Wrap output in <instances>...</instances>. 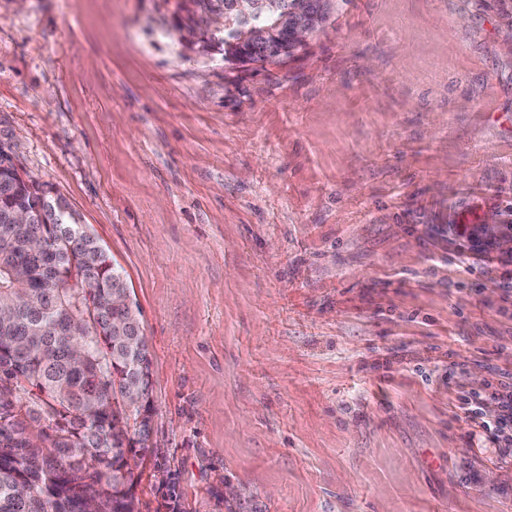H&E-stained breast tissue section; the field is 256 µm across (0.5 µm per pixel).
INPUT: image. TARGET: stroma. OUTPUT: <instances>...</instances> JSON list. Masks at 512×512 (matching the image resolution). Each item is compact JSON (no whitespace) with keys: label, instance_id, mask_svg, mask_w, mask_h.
Here are the masks:
<instances>
[{"label":"stroma","instance_id":"obj_1","mask_svg":"<svg viewBox=\"0 0 512 512\" xmlns=\"http://www.w3.org/2000/svg\"><path fill=\"white\" fill-rule=\"evenodd\" d=\"M500 38L477 0H347L243 67L166 0H0V140L141 314L137 512H512L459 407L512 375Z\"/></svg>","mask_w":512,"mask_h":512}]
</instances>
